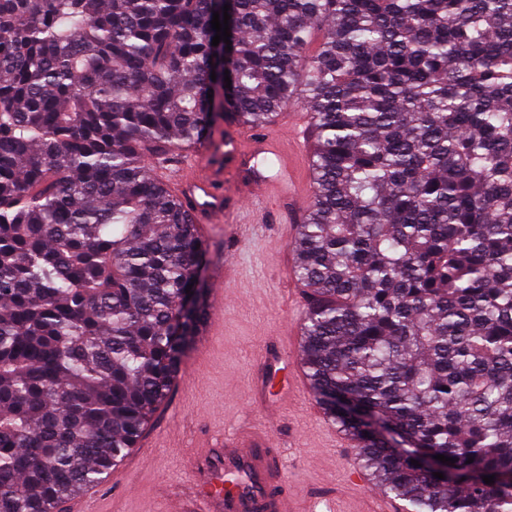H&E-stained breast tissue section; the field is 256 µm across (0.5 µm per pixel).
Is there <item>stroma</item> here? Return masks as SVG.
<instances>
[{
	"label": "stroma",
	"instance_id": "35a3bbf8",
	"mask_svg": "<svg viewBox=\"0 0 512 512\" xmlns=\"http://www.w3.org/2000/svg\"><path fill=\"white\" fill-rule=\"evenodd\" d=\"M295 233V225L270 223L260 208L215 225L206 240L201 282L213 290L225 259H232L224 328L194 338L142 459L123 470L121 482L97 487L96 512H167L174 495L189 491L192 471L214 440L265 423L279 443L285 488L297 498L300 512H368L369 500L347 474L357 451L340 447L313 414L312 392L288 393L282 371L268 383L266 402L275 417L266 419L250 404L261 357L289 362L300 356L298 345L277 344L288 321L305 313L302 300L290 294L298 286L288 276Z\"/></svg>",
	"mask_w": 512,
	"mask_h": 512
}]
</instances>
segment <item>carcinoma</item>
<instances>
[{
    "instance_id": "1",
    "label": "carcinoma",
    "mask_w": 512,
    "mask_h": 512,
    "mask_svg": "<svg viewBox=\"0 0 512 512\" xmlns=\"http://www.w3.org/2000/svg\"><path fill=\"white\" fill-rule=\"evenodd\" d=\"M298 101L318 407L404 512H512V0H0V512L101 485L203 327L207 246L145 160Z\"/></svg>"
}]
</instances>
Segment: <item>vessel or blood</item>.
Listing matches in <instances>:
<instances>
[{"mask_svg": "<svg viewBox=\"0 0 512 512\" xmlns=\"http://www.w3.org/2000/svg\"><path fill=\"white\" fill-rule=\"evenodd\" d=\"M211 152L203 145L177 163L157 165L171 176L199 231L230 221L250 202L264 204L272 216H286L311 195L299 154L284 150L269 130H240L221 141L215 151L221 164L211 163ZM261 156L275 161V174L255 166ZM228 167L239 193L224 191ZM192 479V493L177 500L176 512H295L293 500L282 490L285 475L273 436L263 429L242 430L212 444Z\"/></svg>", "mask_w": 512, "mask_h": 512, "instance_id": "obj_1", "label": "vessel or blood"}]
</instances>
